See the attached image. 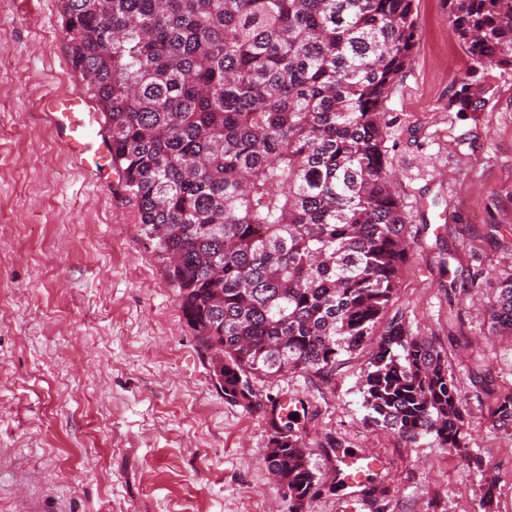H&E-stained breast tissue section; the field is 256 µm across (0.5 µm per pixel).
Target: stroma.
Segmentation results:
<instances>
[{"label":"stroma","instance_id":"stroma-1","mask_svg":"<svg viewBox=\"0 0 512 512\" xmlns=\"http://www.w3.org/2000/svg\"><path fill=\"white\" fill-rule=\"evenodd\" d=\"M415 12L385 104L410 256L382 319L446 352L469 455L371 422V347L332 374L259 380V400L295 403L323 486L344 467L328 441L375 461L384 497L326 491L305 512H512V428L492 415L512 393V341L484 311L489 274L512 273V70L485 73L484 106L458 116L469 54L445 0ZM82 88L60 0H0V512H288L263 463L265 408L225 401L116 182L81 168L44 112Z\"/></svg>","mask_w":512,"mask_h":512}]
</instances>
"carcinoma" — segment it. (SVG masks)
I'll use <instances>...</instances> for the list:
<instances>
[{
  "mask_svg": "<svg viewBox=\"0 0 512 512\" xmlns=\"http://www.w3.org/2000/svg\"><path fill=\"white\" fill-rule=\"evenodd\" d=\"M70 63L112 141L118 193L151 242L224 399L254 380L329 372L372 346L373 422L466 454L448 356L405 324L377 325L408 262L385 161L384 104L410 65L413 0H61ZM469 75L512 69V0H446ZM512 339V274L488 306ZM271 402L264 463L289 512L321 493L294 412ZM512 427V394L496 400Z\"/></svg>",
  "mask_w": 512,
  "mask_h": 512,
  "instance_id": "cac0c4a2",
  "label": "carcinoma"
}]
</instances>
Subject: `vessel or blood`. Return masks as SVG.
Segmentation results:
<instances>
[{"mask_svg":"<svg viewBox=\"0 0 512 512\" xmlns=\"http://www.w3.org/2000/svg\"><path fill=\"white\" fill-rule=\"evenodd\" d=\"M83 105L78 96L54 95L48 97L45 107L65 145L80 165L88 169L99 156L111 154L112 143L102 131L97 130L94 121L75 116V109Z\"/></svg>","mask_w":512,"mask_h":512,"instance_id":"b4317fda","label":"vessel or blood"}]
</instances>
